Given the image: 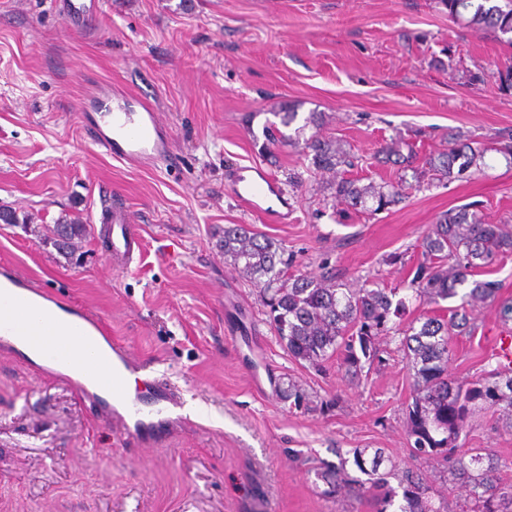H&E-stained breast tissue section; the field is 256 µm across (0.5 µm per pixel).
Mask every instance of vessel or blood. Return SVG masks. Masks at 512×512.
I'll return each instance as SVG.
<instances>
[{"mask_svg": "<svg viewBox=\"0 0 512 512\" xmlns=\"http://www.w3.org/2000/svg\"><path fill=\"white\" fill-rule=\"evenodd\" d=\"M103 0H59L66 23L85 26L101 13ZM101 117L87 122L90 138L114 160L150 168L172 153V135L159 112L151 107L133 110L112 103L110 88H101ZM229 190L246 211L267 223H287L293 205L279 180L261 165L235 167L227 173ZM115 267L127 270L141 256L142 242L127 210H113L104 229ZM0 280L14 287L0 294V350L18 362L43 368L45 374L79 376L74 386L93 404L105 407L126 438L140 445H161L174 428L173 415L180 397L172 388L154 384L150 399H143L136 381H148V367L129 348L108 341L102 322L87 311L66 306L64 300L13 266H0ZM108 341L111 359H103L101 341Z\"/></svg>", "mask_w": 512, "mask_h": 512, "instance_id": "1", "label": "vessel or blood"}]
</instances>
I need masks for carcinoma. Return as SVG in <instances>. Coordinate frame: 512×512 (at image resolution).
Masks as SVG:
<instances>
[{"label": "carcinoma", "mask_w": 512, "mask_h": 512, "mask_svg": "<svg viewBox=\"0 0 512 512\" xmlns=\"http://www.w3.org/2000/svg\"><path fill=\"white\" fill-rule=\"evenodd\" d=\"M448 17L466 22L471 28L489 31L512 43V0H444ZM275 116L280 123L268 122L262 128L263 147L278 143H303L312 166L329 173V189L335 201H349L371 212H380L408 198L416 186L406 177L397 182L369 183L345 176L353 160L344 146L313 133L303 139L305 127L320 126L321 113L312 112L295 135L285 132L296 119L294 107L284 102ZM383 162L412 170L415 181H452L471 169L485 165L486 150L475 148L459 138L448 139V148L428 155L415 167L418 154L408 143L392 139L381 145ZM64 235L62 243L81 237V224L73 219L55 225ZM220 247L246 281L260 287L269 307V324L288 356L313 369H321L332 358L340 360L345 374L356 380L365 366L379 359L376 340L394 334L412 377L411 402L407 405V431L413 438L414 460L444 463L453 484L463 488L473 505L472 512H512V483H504L502 472L512 469L488 448H461L457 445L466 420L477 410L497 413L512 429V369H493L490 376L467 382L455 379L449 370V344L454 336H471L477 325L471 311L493 304L500 323H512V298L500 297L494 281H474L461 295V304L443 312L423 310L408 324L400 322L406 299L396 298L394 288H344L330 272L319 276L291 278L279 268L283 264L280 247L269 237L247 224L224 226ZM512 253V225L486 224L475 204H464L440 215L422 241V261L409 282L412 297L419 304L437 303L458 295L476 268L497 257ZM365 450L353 452V462L363 474L372 477L370 487L351 477L343 466L326 465L317 479L327 486L325 493L347 489L360 496L374 497L375 512H440L430 494V485L420 467H408L399 479V488L378 475L390 461L381 449L370 459ZM402 503L395 504L396 497Z\"/></svg>", "instance_id": "obj_1"}]
</instances>
